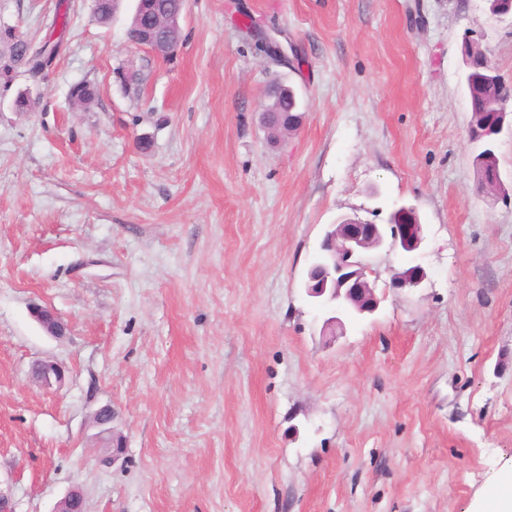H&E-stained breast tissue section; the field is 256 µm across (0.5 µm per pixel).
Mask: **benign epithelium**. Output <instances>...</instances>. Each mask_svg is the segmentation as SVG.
Masks as SVG:
<instances>
[{
  "instance_id": "benign-epithelium-1",
  "label": "benign epithelium",
  "mask_w": 512,
  "mask_h": 512,
  "mask_svg": "<svg viewBox=\"0 0 512 512\" xmlns=\"http://www.w3.org/2000/svg\"><path fill=\"white\" fill-rule=\"evenodd\" d=\"M181 15H158L149 25L139 46L160 53L164 45L156 36L158 31H169L178 25ZM424 240L423 225L415 210L402 206L391 215L387 224H376L357 216H340L329 225L320 245L318 258L309 266L306 275V294L326 314L325 329H344L345 319L374 313L379 305L374 288L367 278L366 254L384 246L404 253L417 251ZM426 279L419 265L409 266L392 277V287L413 290ZM32 316L51 336L61 337L66 326L54 311L47 307L35 308ZM35 375L45 385L60 383L65 377L63 367L52 361L36 364ZM115 413L110 406L98 409L93 417L98 437L106 440L108 447L121 451L122 439H113L112 422ZM67 512H83V495L79 488H71L62 501Z\"/></svg>"
}]
</instances>
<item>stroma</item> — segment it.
<instances>
[{"instance_id": "1", "label": "stroma", "mask_w": 512, "mask_h": 512, "mask_svg": "<svg viewBox=\"0 0 512 512\" xmlns=\"http://www.w3.org/2000/svg\"><path fill=\"white\" fill-rule=\"evenodd\" d=\"M135 5L103 26L92 0H0V27L35 42L70 17L39 78L0 81L14 512H56L74 485L87 512H473L512 468V133L504 193L480 191L461 42L512 84V20L485 0H188L167 57L127 43ZM279 79L303 119L273 141ZM26 90L38 105L16 111ZM403 205L420 249L370 252L377 311L323 334L302 284L327 224ZM409 265L421 288H391ZM32 316L49 335L54 337L64 336L66 326L51 309L47 307L35 308L32 311ZM115 418V413L110 406H103L100 409H98L93 417V421L95 424V427L98 429V437L101 439L106 440L109 448H116V453L114 454V450L112 451L111 457H116L115 455L117 453H120L122 448L124 447L122 439L118 437L116 440V443L114 445V439L112 438V432L114 431V428L112 426V422Z\"/></svg>"}]
</instances>
